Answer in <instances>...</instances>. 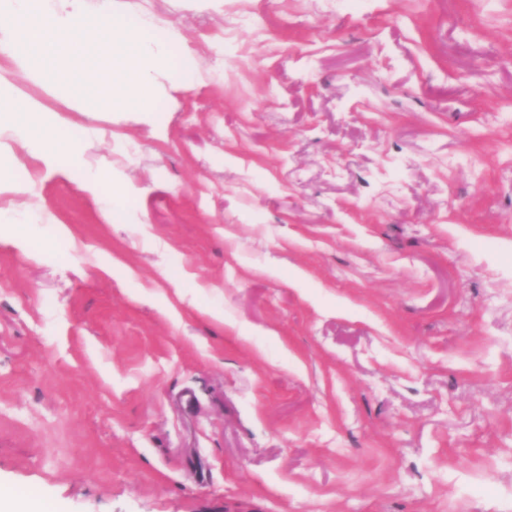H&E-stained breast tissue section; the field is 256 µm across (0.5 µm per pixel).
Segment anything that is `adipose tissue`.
I'll return each instance as SVG.
<instances>
[{"label":"adipose tissue","instance_id":"adipose-tissue-1","mask_svg":"<svg viewBox=\"0 0 512 512\" xmlns=\"http://www.w3.org/2000/svg\"><path fill=\"white\" fill-rule=\"evenodd\" d=\"M5 129L22 137L34 130L42 131L44 137L36 149L48 171L58 170L59 155L73 152L74 136L60 130L52 113L23 103L16 95L0 92V131Z\"/></svg>","mask_w":512,"mask_h":512}]
</instances>
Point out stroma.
<instances>
[{
  "label": "stroma",
  "instance_id": "1",
  "mask_svg": "<svg viewBox=\"0 0 512 512\" xmlns=\"http://www.w3.org/2000/svg\"><path fill=\"white\" fill-rule=\"evenodd\" d=\"M108 5L174 37L152 113L0 57L78 140L49 173L0 132V211L40 206L0 222V486L512 512V0ZM83 190L95 201H98L106 195L112 204V212L121 210L127 194V188L125 186L115 184L107 178L97 176L88 179L83 184Z\"/></svg>",
  "mask_w": 512,
  "mask_h": 512
}]
</instances>
